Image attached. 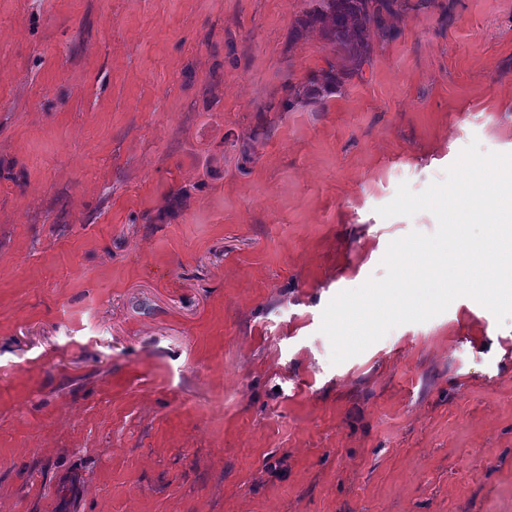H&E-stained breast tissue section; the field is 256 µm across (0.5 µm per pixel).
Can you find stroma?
Returning <instances> with one entry per match:
<instances>
[{"label":"stroma","mask_w":512,"mask_h":512,"mask_svg":"<svg viewBox=\"0 0 512 512\" xmlns=\"http://www.w3.org/2000/svg\"><path fill=\"white\" fill-rule=\"evenodd\" d=\"M410 4L289 107L309 0H0V512H512V318L320 331L512 152V0Z\"/></svg>","instance_id":"1"}]
</instances>
